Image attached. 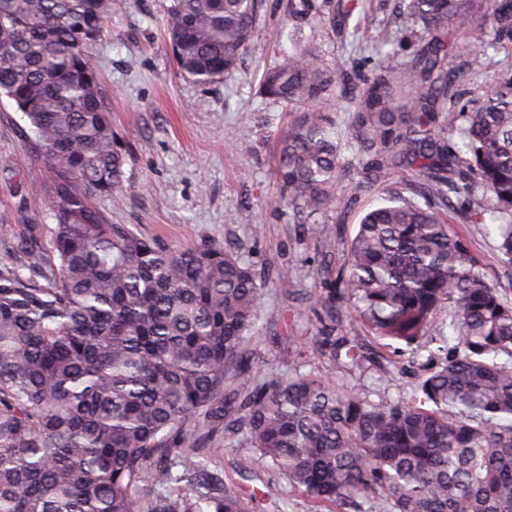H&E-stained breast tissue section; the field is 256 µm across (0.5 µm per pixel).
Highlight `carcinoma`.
<instances>
[{"mask_svg": "<svg viewBox=\"0 0 512 512\" xmlns=\"http://www.w3.org/2000/svg\"><path fill=\"white\" fill-rule=\"evenodd\" d=\"M422 25L410 57L367 72L297 44L264 70L261 92L297 113L276 176L290 203L328 210L345 170L372 169L381 203L310 301L312 357L259 380L248 344L262 281L209 243L172 249L95 205L116 200L123 157L90 49L112 0H0V97L22 113L51 173L49 252L28 235L0 256V512H247L258 487L210 471L216 442L242 433L325 512H512V302L450 232L460 215L498 221L512 264V71L458 107L460 35L486 29L512 49V0H402ZM262 0H170L166 34L180 75L216 83L248 46ZM364 0H337L329 27ZM355 70L350 122L324 103ZM464 124L457 126V118ZM459 131L462 147L448 148ZM395 180L382 179L381 172ZM448 302L456 342L396 401H374L302 368L356 370L403 344L426 351ZM345 307L378 345L343 334ZM235 382L224 387L227 380Z\"/></svg>", "mask_w": 512, "mask_h": 512, "instance_id": "carcinoma-1", "label": "carcinoma"}]
</instances>
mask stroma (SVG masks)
Here are the masks:
<instances>
[{
    "label": "stroma",
    "instance_id": "stroma-1",
    "mask_svg": "<svg viewBox=\"0 0 512 512\" xmlns=\"http://www.w3.org/2000/svg\"><path fill=\"white\" fill-rule=\"evenodd\" d=\"M169 0H112L104 35L92 49L95 67L111 93L112 127L124 154L119 201L98 202L111 223L134 226L146 236L164 238L174 248L204 242L237 253L264 281L249 350L259 377H287L288 362L306 354L314 327L307 315L291 316L297 300L320 290L319 269L326 252L343 256L361 217L378 205L374 192L362 189V177L350 173L349 191H340L327 211L307 216L282 197L275 176L277 143L294 119L277 101L263 98L264 67L290 53L292 27L328 59L346 56L344 41L320 22L288 20V0H264L252 41L238 67L219 82L202 85L177 74L164 35ZM372 23L392 30V44L368 38L358 55L370 69L377 53L408 55L416 47L415 24L397 14L396 0H371ZM512 64L506 52L477 55L462 42L455 65L479 72L477 84L462 88L463 99L490 86L491 75ZM26 127L10 102L0 103V252L16 238L39 232L50 202L47 175L23 135ZM261 225V234L251 232ZM319 224L337 229L335 245L314 232ZM478 265L504 298L512 301V265L497 250L494 221L450 223ZM295 292L286 297L280 282ZM428 366L426 353L403 350L394 356L389 384L372 370L361 381L373 400L392 401L415 386ZM218 470L225 484L253 476L263 496L249 512H319L316 501L293 490L271 462L257 460L243 436L220 445Z\"/></svg>",
    "mask_w": 512,
    "mask_h": 512
}]
</instances>
